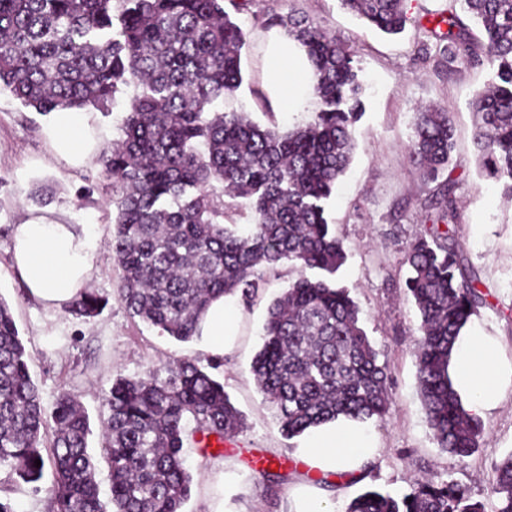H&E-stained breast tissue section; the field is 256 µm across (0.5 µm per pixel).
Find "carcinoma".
I'll use <instances>...</instances> for the list:
<instances>
[{
    "label": "carcinoma",
    "mask_w": 512,
    "mask_h": 512,
    "mask_svg": "<svg viewBox=\"0 0 512 512\" xmlns=\"http://www.w3.org/2000/svg\"><path fill=\"white\" fill-rule=\"evenodd\" d=\"M252 0H0V89L26 107L52 113L104 107L133 88L123 138L103 159L120 185L114 201L112 261L129 315L178 342L199 336V322L221 296L250 301L262 271L288 262L297 278L269 308L251 372L289 438L345 418L382 419L392 400L388 374L360 324L359 308L336 282L347 254L325 217V204L346 173L355 125L364 111L363 82L350 45L293 12L253 16L281 26L306 50L321 108L303 127L262 128L217 101L243 84L249 30L238 19ZM485 40L468 35L452 11L431 29L448 61L487 65L491 86L476 94L474 144L481 174L512 195V0H458ZM368 25L395 35L406 26V0H341ZM455 147L450 113L432 105L416 113L411 163L438 183L436 224L411 243L404 281L418 316L417 379L439 448L474 454L485 424L463 408L448 376L460 329L486 304L476 274L456 249L454 183L443 178ZM248 202L247 224H227ZM93 317L101 299L88 289L68 305ZM209 367L185 356L165 379L121 377L105 398L102 452L111 498L100 499L88 418L69 393L47 411L28 369L25 345L0 297V465L26 484L53 472L51 512H183L191 474L188 438L233 439L243 419ZM54 423L50 455L42 430ZM194 427H189V424ZM41 465L35 466V460ZM274 485L287 475L278 457L253 461ZM496 512H512V453L494 467ZM347 512H484L466 489L422 480L394 498L378 490L355 497Z\"/></svg>",
    "instance_id": "cac0c4a2"
}]
</instances>
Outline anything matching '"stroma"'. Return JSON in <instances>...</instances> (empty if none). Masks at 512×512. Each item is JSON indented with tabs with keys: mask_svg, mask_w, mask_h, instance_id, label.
<instances>
[{
	"mask_svg": "<svg viewBox=\"0 0 512 512\" xmlns=\"http://www.w3.org/2000/svg\"><path fill=\"white\" fill-rule=\"evenodd\" d=\"M452 7V0H412L411 20L397 36L365 26L340 0H254L242 14L248 22L256 14L300 12L347 41L362 70L366 110L356 125L352 163L327 202V216L347 249L338 279L349 288L361 325L387 367L392 406L384 420L363 424L374 451L353 477L325 487L307 476L299 465L305 436L288 439L281 434L275 411L250 372L267 308L296 276L286 263L264 271L251 302L227 303L237 317L236 331L215 372L242 413L244 426L219 457L202 456L194 443L186 444L183 455L192 486L185 512H212L219 502L224 512H297L305 487L335 512H346L365 490L396 495L425 478L461 484L473 500L483 503L485 512H494L497 501L489 496L488 486L495 464L512 453V392L487 420L472 456L460 459L437 448L418 389L417 314L402 289L408 246L436 221L429 205L436 185L425 181L408 159L415 112L434 103L446 107L455 123L456 147L448 169L457 183L454 238L486 294L485 306L472 321L498 336L504 357L512 360V196L480 174L473 140V94L489 82L491 72L485 66L445 63L423 29L428 17ZM269 38V32L254 30L242 53L244 83L219 109L248 113L264 127L305 125L317 101L300 112H271L261 97ZM126 100L122 94L114 105L89 109L93 147L80 165L72 166L55 157L45 134L52 115L24 107L9 91H0V297L11 308L45 408L68 392L88 415V446L97 457L96 479L104 501L109 498L110 469L101 456L100 432L108 415L104 397L113 381L149 373L166 377L168 368L186 355L196 356L203 366L210 360L201 341L178 342L131 317L118 292L111 239L119 190L105 177L100 159L123 135ZM33 214L95 226L99 249L88 287L104 301L97 316L77 317L27 296L12 267L10 248L15 226ZM263 455L290 460L286 482L270 485L253 470V460ZM52 485L51 470H44L35 493L0 466V498L11 501L16 512H49Z\"/></svg>",
	"mask_w": 512,
	"mask_h": 512,
	"instance_id": "1",
	"label": "stroma"
}]
</instances>
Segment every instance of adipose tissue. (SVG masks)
I'll use <instances>...</instances> for the list:
<instances>
[{
  "label": "adipose tissue",
  "mask_w": 512,
  "mask_h": 512,
  "mask_svg": "<svg viewBox=\"0 0 512 512\" xmlns=\"http://www.w3.org/2000/svg\"><path fill=\"white\" fill-rule=\"evenodd\" d=\"M266 74L277 111H300L313 95L312 67L287 33L271 36ZM90 135V126L81 112L56 113L48 132L56 154L73 165L83 162L90 152ZM97 249L98 238L90 227L60 224L38 215L17 225L12 262L33 299L60 308L86 287ZM235 321V314L225 309L223 300L210 305L200 330L206 351L223 355ZM450 377L468 413L484 420L512 390V362L503 357L496 337L480 326L468 325L454 344ZM370 451L366 434L340 419L318 429L303 453L311 468L328 472L356 468Z\"/></svg>",
  "instance_id": "obj_1"
}]
</instances>
